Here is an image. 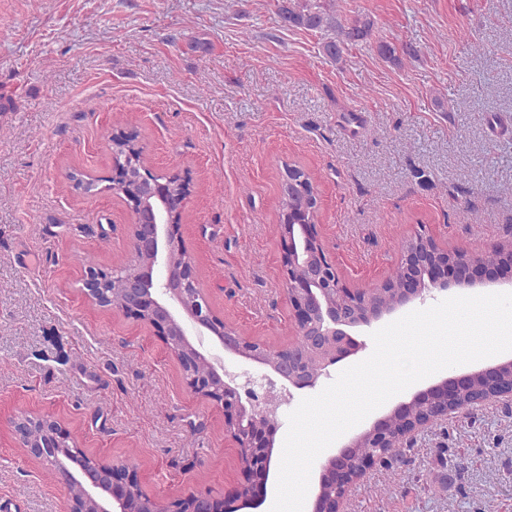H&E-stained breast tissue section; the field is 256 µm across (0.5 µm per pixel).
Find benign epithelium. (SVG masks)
<instances>
[{"label":"benign epithelium","mask_w":512,"mask_h":512,"mask_svg":"<svg viewBox=\"0 0 512 512\" xmlns=\"http://www.w3.org/2000/svg\"><path fill=\"white\" fill-rule=\"evenodd\" d=\"M131 166L139 169L140 184V190H131L128 202L134 217L130 243L136 266L126 264L111 271L86 267L81 294L94 307L114 309L150 328L178 360L190 391L222 409L224 436L237 449H252L253 455L246 461L238 459L244 481L230 497L220 500L200 492L168 502L146 491L137 466H119L100 458L95 467L78 475L59 470L68 512H240L261 508L267 497L264 484L277 453L279 424L274 405L279 399L293 401L297 392L316 388L336 365L355 359L365 348L358 339L361 331L452 286L492 288L496 269L512 265V239L495 246L492 252L501 253L502 259L488 263L459 248L444 247L423 233L411 239L402 252L400 286L393 300L377 307L373 298L390 287L388 279L373 288L344 286L338 264L327 255L317 229L320 201L314 193L280 213L287 228L280 233L281 275L296 335L309 337L308 351L297 352L292 343L286 349L268 347L218 317L198 287L194 263L180 260L179 216L187 197L186 181L151 172L141 156L132 158ZM204 336L213 337L214 347L225 357L246 363L251 370H229L203 346ZM200 364L207 367V375L194 373ZM505 368L512 371L511 358L464 373L450 372L410 400L394 405L363 434L380 444L391 440L392 419L405 416L415 403L444 418L450 414L448 406L465 394L472 395L475 404L500 398L508 402L512 400V375L501 377ZM38 420L45 430L37 438L26 422L14 420L18 443L28 456L42 462L58 461L70 448L79 446L55 420L47 416ZM361 435L318 462V489L331 486L346 496L365 469L377 462V457L365 456L350 465L351 449Z\"/></svg>","instance_id":"benign-epithelium-1"}]
</instances>
